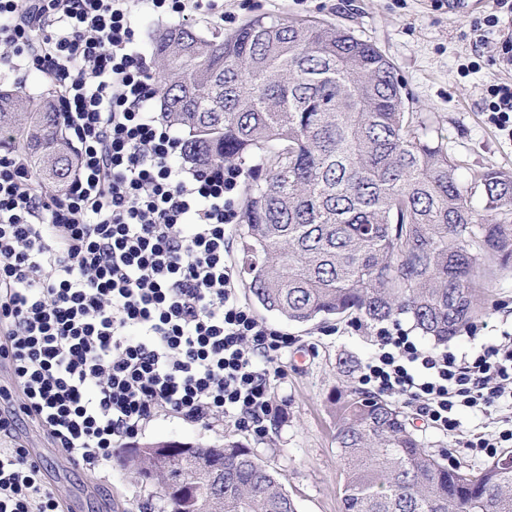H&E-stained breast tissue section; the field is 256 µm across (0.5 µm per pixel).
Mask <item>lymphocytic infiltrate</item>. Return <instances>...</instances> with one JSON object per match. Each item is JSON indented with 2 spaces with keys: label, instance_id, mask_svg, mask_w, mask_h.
I'll return each mask as SVG.
<instances>
[{
  "label": "lymphocytic infiltrate",
  "instance_id": "obj_1",
  "mask_svg": "<svg viewBox=\"0 0 512 512\" xmlns=\"http://www.w3.org/2000/svg\"><path fill=\"white\" fill-rule=\"evenodd\" d=\"M477 28L512 70V0ZM224 23L219 0H0V80L38 72L79 156L65 193L0 153V435L18 417L108 478L114 450L159 411L265 436L287 334L239 295L231 258L238 164L176 165L184 142L152 111L155 61L133 16ZM358 384L458 433V407L512 406V330L474 354L380 328ZM40 458L0 448V512H65Z\"/></svg>",
  "mask_w": 512,
  "mask_h": 512
}]
</instances>
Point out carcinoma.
Instances as JSON below:
<instances>
[{
  "instance_id": "obj_1",
  "label": "carcinoma",
  "mask_w": 512,
  "mask_h": 512,
  "mask_svg": "<svg viewBox=\"0 0 512 512\" xmlns=\"http://www.w3.org/2000/svg\"><path fill=\"white\" fill-rule=\"evenodd\" d=\"M151 44L163 63L160 110L187 133L185 155L250 159L265 172L244 191L237 235L244 287L266 311L298 324L403 315L442 344L477 317V289L512 272V172L488 168L461 184L374 44L328 21L267 16L222 38L158 28ZM1 148L25 154L36 185L55 193L78 169L49 97L0 90ZM336 444L343 512H512L503 459L448 467L385 398L350 391ZM155 448L182 449L183 479L219 486L207 512H297L280 474L237 440L224 439L212 484L195 465L214 449L189 442L116 459L164 488L171 474ZM163 497L166 512H196L188 498Z\"/></svg>"
}]
</instances>
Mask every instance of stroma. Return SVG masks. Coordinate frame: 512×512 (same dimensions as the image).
I'll use <instances>...</instances> for the list:
<instances>
[{
	"label": "stroma",
	"instance_id": "1",
	"mask_svg": "<svg viewBox=\"0 0 512 512\" xmlns=\"http://www.w3.org/2000/svg\"><path fill=\"white\" fill-rule=\"evenodd\" d=\"M490 8L489 0L465 14L454 12L447 0H224V26L219 30L231 33L257 15L325 20L375 44L395 64L410 111L432 124L466 184L487 168L512 171V140L491 121L485 105L489 86L512 81V71L498 64L495 43L477 42L473 32ZM190 25L207 36L219 31L200 19ZM480 302L481 314L449 339L451 348L480 349L512 327V273L488 282ZM254 313L293 340L284 360L286 375L273 389L276 410L266 422V435L255 436L228 420L193 423L163 411L126 445L178 440L219 446L231 435L280 474L297 512H342L336 418L347 391L358 386L361 366L377 348L378 326L352 316L296 324L259 307ZM458 417L460 434L439 431L418 418L417 435L449 466L480 470L487 458L462 448V438L491 436L512 427V412L476 416L463 410ZM17 436L43 457L47 476L63 490L70 512H164L157 484L136 482L117 464L111 484H104L57 454L28 421H19Z\"/></svg>",
	"mask_w": 512,
	"mask_h": 512
}]
</instances>
